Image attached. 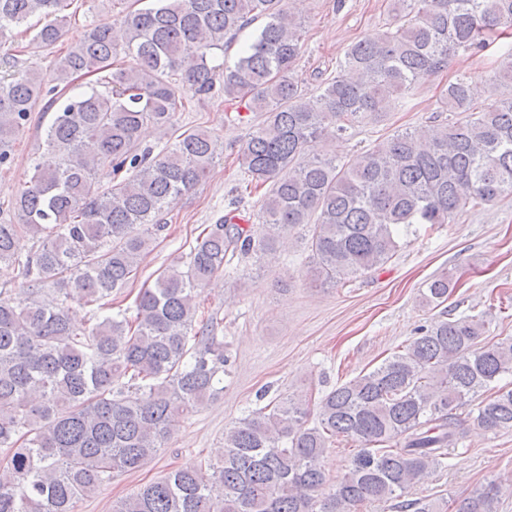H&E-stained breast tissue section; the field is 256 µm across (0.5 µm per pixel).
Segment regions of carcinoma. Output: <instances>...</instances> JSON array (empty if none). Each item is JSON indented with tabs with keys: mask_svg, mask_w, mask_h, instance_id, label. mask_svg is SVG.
Listing matches in <instances>:
<instances>
[{
	"mask_svg": "<svg viewBox=\"0 0 512 512\" xmlns=\"http://www.w3.org/2000/svg\"><path fill=\"white\" fill-rule=\"evenodd\" d=\"M73 0H0V45L36 14L34 36L56 44ZM393 30L352 43L336 76L309 96L295 76L302 23L286 0H133L119 24L97 23L55 64L44 88L28 71L0 80V165L39 101L51 113L47 152L0 222V264L27 287L0 291V512H74L115 472H131L165 448L181 419L224 391V341L197 326L201 291L239 253L274 257L301 224L311 225V275L344 287L388 263L400 231L453 224L460 213L512 198V93L475 110L469 78L448 83L445 120L400 131L347 163L323 150L355 125L380 122L416 84L459 52L512 37V0H391ZM264 21L231 66L224 97L257 115L240 154L250 182L269 185L256 237L233 216L198 236L184 257L139 289L133 308L112 296L136 279L141 256L167 229L168 206L204 179L218 155L203 129H187L154 151L140 131H166L183 95L215 93L213 51ZM129 62H123V59ZM96 76L74 92V76ZM512 85V49L490 79ZM22 235L34 241L15 251ZM455 276H433L420 304L448 301ZM86 308L87 327H73ZM134 311L128 315V311ZM480 315L445 317L380 365L318 402L288 395L251 411L224 433L216 464L177 469L120 499L112 512H355L408 498L466 433L455 410L512 375V338L485 341ZM314 422H309L310 417ZM474 425L512 431V388L471 413ZM357 451L331 485L321 466L332 442ZM457 512H497L495 486Z\"/></svg>",
	"mask_w": 512,
	"mask_h": 512,
	"instance_id": "1",
	"label": "carcinoma"
}]
</instances>
